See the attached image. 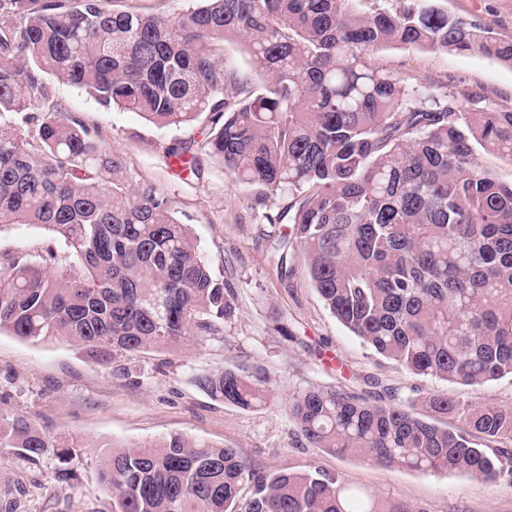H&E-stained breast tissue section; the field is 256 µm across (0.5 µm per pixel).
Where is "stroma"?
Returning a JSON list of instances; mask_svg holds the SVG:
<instances>
[{
    "instance_id": "35a3bbf8",
    "label": "stroma",
    "mask_w": 512,
    "mask_h": 512,
    "mask_svg": "<svg viewBox=\"0 0 512 512\" xmlns=\"http://www.w3.org/2000/svg\"><path fill=\"white\" fill-rule=\"evenodd\" d=\"M448 11L480 21L512 41V0H448ZM378 62L407 84L443 92L480 86L494 104L512 111V66L479 54L384 49ZM52 102L99 126L106 149L121 157L134 181L156 184L171 199L177 218L190 225L212 269L234 287L236 314L224 333L177 343L112 367L94 364L64 338L24 341L0 332V415L22 416L41 428L96 445L139 446L179 433L237 449L266 471L321 470L388 502L400 500L427 512H512V485L485 483L459 473H420L384 467L355 455H337L309 445L288 415L291 394L340 386L365 397L394 396L421 404L430 393L475 406L512 407V377L482 386L419 378L376 354L343 327L310 283L303 260L281 277L268 238L270 216L288 205L279 196L258 204L222 163L203 156L201 178L175 173L164 153L176 142H198L202 126L160 129L138 114L105 110L78 89L50 80ZM59 270L71 253L36 224L0 226V259L46 248ZM223 368L261 381L269 402L244 410L211 398L195 384L203 372ZM95 456L84 455L80 478L55 476L54 462L29 467L13 449L0 448V512H109L111 494L95 480Z\"/></svg>"
}]
</instances>
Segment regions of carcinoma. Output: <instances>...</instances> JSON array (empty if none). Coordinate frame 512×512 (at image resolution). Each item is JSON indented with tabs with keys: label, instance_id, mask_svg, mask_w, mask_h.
I'll return each mask as SVG.
<instances>
[{
	"label": "carcinoma",
	"instance_id": "obj_1",
	"mask_svg": "<svg viewBox=\"0 0 512 512\" xmlns=\"http://www.w3.org/2000/svg\"><path fill=\"white\" fill-rule=\"evenodd\" d=\"M243 44L261 83L224 63ZM383 48L479 53L512 64V41L448 13L447 0H193L171 16L104 0H0V224L43 225L75 258L50 273V249L5 258L0 331L62 336L108 366L190 339L224 335L235 290L217 277L189 225L156 185L132 178L97 127L47 111L46 77L102 108L159 128L205 117L198 149L166 158L193 178L216 157L262 203L288 197L277 267L299 250L330 312L378 355L416 376L480 386L512 376V181L478 154L512 157V111L480 86L438 93L380 66ZM200 390L243 409L267 400L239 370L205 372ZM415 405L341 387L288 398L317 448L418 472L508 478L512 407L473 408L445 393ZM455 415L440 427L430 415ZM87 444L0 419V448L31 465L51 456L76 480ZM111 512H427L380 502L324 471L266 472L233 448L171 434L112 444L96 466Z\"/></svg>",
	"mask_w": 512,
	"mask_h": 512
}]
</instances>
